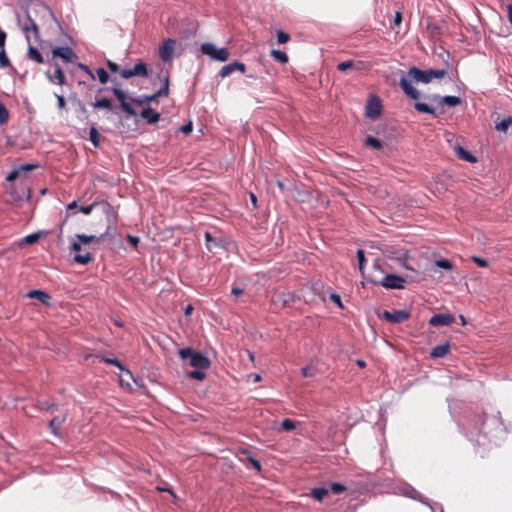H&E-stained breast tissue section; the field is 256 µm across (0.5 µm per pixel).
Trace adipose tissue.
Instances as JSON below:
<instances>
[{"label": "adipose tissue", "instance_id": "ef3b65f1", "mask_svg": "<svg viewBox=\"0 0 512 512\" xmlns=\"http://www.w3.org/2000/svg\"><path fill=\"white\" fill-rule=\"evenodd\" d=\"M275 13L336 31L357 28L374 0H265ZM141 0H66L71 27L101 58L124 57ZM9 0H0V34L23 93L45 122L59 106L55 87L12 35ZM481 411L476 429L459 409ZM344 455L358 471L385 468L394 491L363 499L356 512H512V372L466 379L446 369L418 374L385 391L353 426ZM110 472L82 467L31 473L0 486V512H135L113 499Z\"/></svg>", "mask_w": 512, "mask_h": 512}]
</instances>
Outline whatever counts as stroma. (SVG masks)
Instances as JSON below:
<instances>
[{"instance_id":"1","label":"stroma","mask_w":512,"mask_h":512,"mask_svg":"<svg viewBox=\"0 0 512 512\" xmlns=\"http://www.w3.org/2000/svg\"><path fill=\"white\" fill-rule=\"evenodd\" d=\"M11 5L63 111L0 71V485L84 465L145 512H354L393 486L343 454L367 406L512 371V0H376L344 33L142 0L113 63ZM223 81L260 107H213ZM462 71L467 81L476 88L490 85L494 80V70L488 58L471 56L462 63Z\"/></svg>"}]
</instances>
